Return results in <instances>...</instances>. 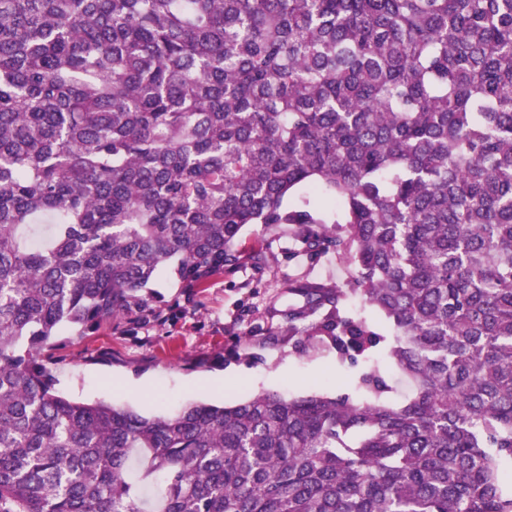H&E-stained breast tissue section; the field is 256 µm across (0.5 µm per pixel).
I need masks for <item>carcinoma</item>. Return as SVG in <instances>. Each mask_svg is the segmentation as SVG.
<instances>
[{"mask_svg":"<svg viewBox=\"0 0 512 512\" xmlns=\"http://www.w3.org/2000/svg\"><path fill=\"white\" fill-rule=\"evenodd\" d=\"M248 224L354 268L285 316L357 394L56 392L58 336L159 320ZM509 470L512 0H0V512H512Z\"/></svg>","mask_w":512,"mask_h":512,"instance_id":"obj_1","label":"carcinoma"}]
</instances>
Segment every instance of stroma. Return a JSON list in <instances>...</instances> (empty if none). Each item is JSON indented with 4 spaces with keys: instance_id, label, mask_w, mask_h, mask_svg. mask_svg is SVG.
Instances as JSON below:
<instances>
[{
    "instance_id": "1",
    "label": "stroma",
    "mask_w": 512,
    "mask_h": 512,
    "mask_svg": "<svg viewBox=\"0 0 512 512\" xmlns=\"http://www.w3.org/2000/svg\"><path fill=\"white\" fill-rule=\"evenodd\" d=\"M234 249L240 264L194 293L162 274L156 285L161 321L136 325L118 317L88 336L62 333L57 348L45 354L57 391L148 418L192 402L232 405L262 391L354 392L356 372L341 366L335 353L289 338L288 299L281 294L291 278L343 283L349 266L301 255L289 224L247 226ZM99 352L109 360H96Z\"/></svg>"
}]
</instances>
